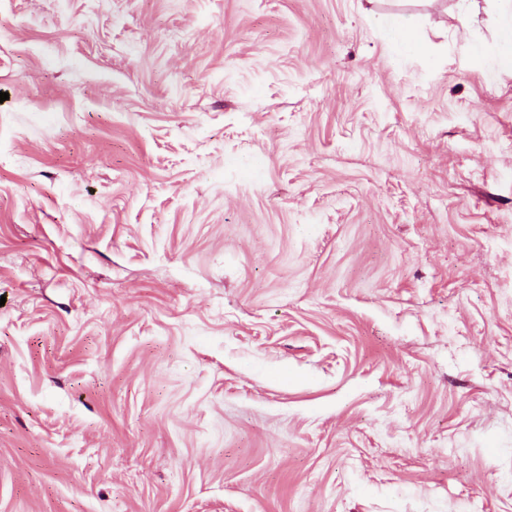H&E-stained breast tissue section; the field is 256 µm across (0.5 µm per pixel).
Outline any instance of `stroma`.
<instances>
[{
    "instance_id": "1",
    "label": "stroma",
    "mask_w": 512,
    "mask_h": 512,
    "mask_svg": "<svg viewBox=\"0 0 512 512\" xmlns=\"http://www.w3.org/2000/svg\"><path fill=\"white\" fill-rule=\"evenodd\" d=\"M494 13L0 0V512H512ZM391 33L399 43L403 58L430 57L428 46L411 29H393Z\"/></svg>"
}]
</instances>
